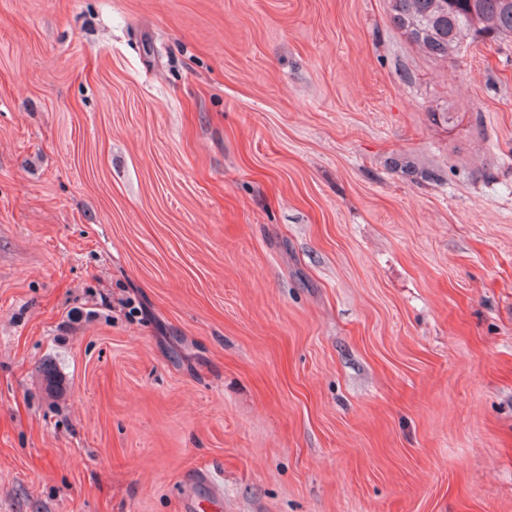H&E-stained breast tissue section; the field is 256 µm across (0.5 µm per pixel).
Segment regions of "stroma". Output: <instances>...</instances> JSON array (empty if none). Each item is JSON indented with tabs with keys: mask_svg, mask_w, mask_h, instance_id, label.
I'll list each match as a JSON object with an SVG mask.
<instances>
[{
	"mask_svg": "<svg viewBox=\"0 0 512 512\" xmlns=\"http://www.w3.org/2000/svg\"><path fill=\"white\" fill-rule=\"evenodd\" d=\"M512 512V42L389 0H0V512ZM392 22L439 58L458 55L462 39L512 38V0H390Z\"/></svg>",
	"mask_w": 512,
	"mask_h": 512,
	"instance_id": "35a3bbf8",
	"label": "stroma"
}]
</instances>
